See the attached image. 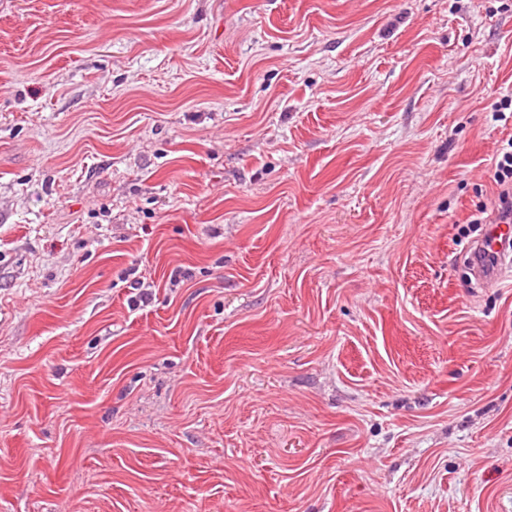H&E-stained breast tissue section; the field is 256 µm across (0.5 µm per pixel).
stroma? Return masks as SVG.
<instances>
[{"label":"stroma","mask_w":512,"mask_h":512,"mask_svg":"<svg viewBox=\"0 0 512 512\" xmlns=\"http://www.w3.org/2000/svg\"><path fill=\"white\" fill-rule=\"evenodd\" d=\"M506 95L512 0H0V512H512ZM493 160V179L498 187L494 206L489 214H487V208H481L478 214L472 215V219L467 223L488 224L484 236L477 242L472 252L474 258L471 262L472 271L482 284L499 282L505 271L501 266L509 254L499 245L512 239V137L502 141ZM484 214L487 215L483 216ZM486 252L489 255L494 254V263L478 260L475 257Z\"/></svg>","instance_id":"1"}]
</instances>
